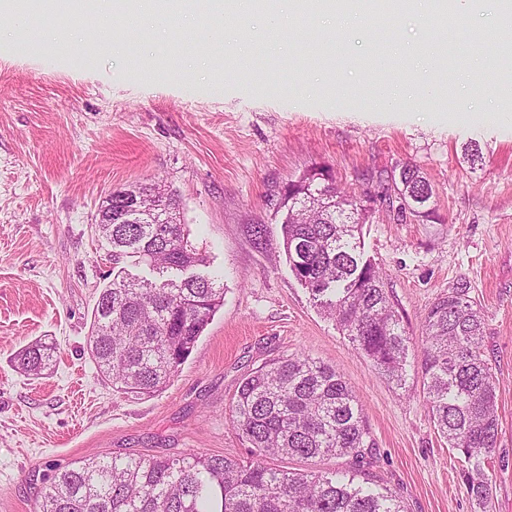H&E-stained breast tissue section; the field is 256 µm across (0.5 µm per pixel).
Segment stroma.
Wrapping results in <instances>:
<instances>
[{"label": "stroma", "instance_id": "35a3bbf8", "mask_svg": "<svg viewBox=\"0 0 512 512\" xmlns=\"http://www.w3.org/2000/svg\"><path fill=\"white\" fill-rule=\"evenodd\" d=\"M227 0H195L185 23L148 33L138 17L115 26L119 48L97 52L96 8L75 25L83 55L47 45L53 21L18 0L0 10V512H33L54 470L128 453L243 458L227 419L241 379L302 352L354 388L375 440L363 470L406 512H480L466 464L437 432L417 372L422 321L459 281L485 318L483 350L496 378L499 429L486 471L490 512H512V91L492 56V6L476 0L456 29L425 23L431 0L387 30L314 18L288 24L272 53L256 7L227 20ZM404 42V71L376 42ZM333 40L338 59L319 61ZM470 76L466 98L458 80ZM389 108L362 109L396 84ZM477 146L482 159L468 162ZM418 165L434 190L432 219L402 217L384 199L391 175ZM325 169L374 196L362 227L364 256L411 337L399 388L356 350L292 274L282 246L280 199L289 182ZM152 180L180 201L224 304L162 392H113L87 353L92 312L113 278L98 233L112 190ZM268 227L258 248L250 228ZM53 344L41 375L13 357Z\"/></svg>", "mask_w": 512, "mask_h": 512}]
</instances>
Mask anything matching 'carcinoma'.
<instances>
[{
    "label": "carcinoma",
    "mask_w": 512,
    "mask_h": 512,
    "mask_svg": "<svg viewBox=\"0 0 512 512\" xmlns=\"http://www.w3.org/2000/svg\"><path fill=\"white\" fill-rule=\"evenodd\" d=\"M412 7L408 0H297L300 28L319 12L361 10L373 20ZM389 205L431 218L434 190L420 167H401ZM339 199L324 207L326 196ZM175 224H101L113 267L134 258L151 278L117 275L95 304L90 358L121 394L152 396L186 362L224 304V287L199 272L207 256L180 223V204L168 195ZM360 198L313 170L288 183L280 208L283 247L296 279L356 349L398 387L406 383L408 336L385 289L379 265L362 259L366 214ZM484 319L460 282L438 298L422 322L423 391L448 446L464 458L471 497L489 512L485 463L495 448L499 415L496 379L481 343ZM55 347L32 343L13 362L38 375ZM229 421L248 444V458L141 456L81 461L57 469L39 492L34 512H405L386 488L372 487L356 466L343 472H288L273 457L360 463L375 446L353 387L335 368L303 352L278 358L244 377Z\"/></svg>",
    "instance_id": "cac0c4a2"
}]
</instances>
